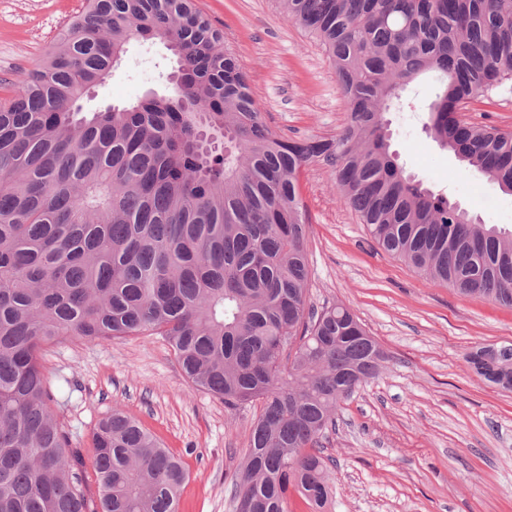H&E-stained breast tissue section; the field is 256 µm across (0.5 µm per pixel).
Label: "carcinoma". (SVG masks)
<instances>
[{"instance_id":"cac0c4a2","label":"carcinoma","mask_w":512,"mask_h":512,"mask_svg":"<svg viewBox=\"0 0 512 512\" xmlns=\"http://www.w3.org/2000/svg\"><path fill=\"white\" fill-rule=\"evenodd\" d=\"M333 61L349 106L335 138L273 132L224 34L195 0H84L0 97V512H178L183 464L124 412L99 420L92 474L42 366L43 347L161 336L195 386L258 401L231 483L249 512L333 495L321 439L386 355L343 305H307L299 176L331 168L371 238L428 282L512 308V231L470 222L404 174L384 114L430 72L425 129L512 192V132L461 118L512 80V0H278ZM134 39L173 59L167 85L85 113ZM512 389V344L470 353Z\"/></svg>"}]
</instances>
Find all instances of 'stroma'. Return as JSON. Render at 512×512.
<instances>
[{
  "instance_id": "obj_1",
  "label": "stroma",
  "mask_w": 512,
  "mask_h": 512,
  "mask_svg": "<svg viewBox=\"0 0 512 512\" xmlns=\"http://www.w3.org/2000/svg\"><path fill=\"white\" fill-rule=\"evenodd\" d=\"M83 0H0V82L32 69ZM248 73L269 127L290 139L336 136L348 105L319 43L286 21L277 0H198ZM164 50L132 41L121 63L83 101L93 111L136 100L156 85ZM440 86L430 73L386 118L406 173L447 194L481 223L512 230V194L478 177L423 130ZM464 120L512 132V81L469 103ZM306 210L308 301L341 303L387 359L344 400L325 443L336 460L326 512H512V391L466 360L480 346L512 343V309L434 285L370 237L340 202L330 168L300 176ZM41 363L57 389L73 445L91 461L92 432L115 409L137 418L189 472L179 512H233L231 476L258 413L197 389L159 336L66 341Z\"/></svg>"
}]
</instances>
